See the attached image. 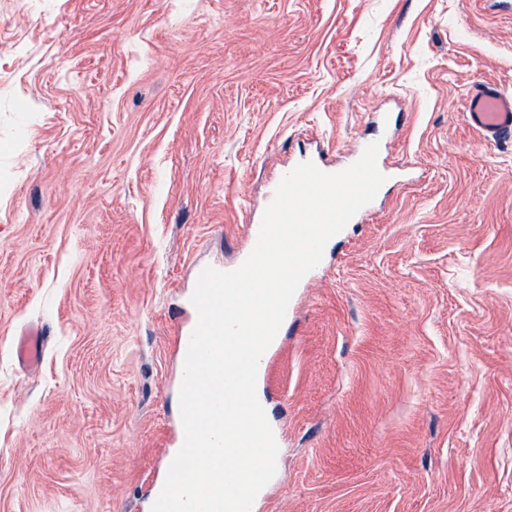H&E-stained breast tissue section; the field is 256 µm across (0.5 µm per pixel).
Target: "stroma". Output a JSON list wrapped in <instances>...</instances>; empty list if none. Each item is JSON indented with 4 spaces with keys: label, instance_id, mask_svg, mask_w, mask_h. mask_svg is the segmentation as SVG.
Returning <instances> with one entry per match:
<instances>
[{
    "label": "stroma",
    "instance_id": "obj_1",
    "mask_svg": "<svg viewBox=\"0 0 512 512\" xmlns=\"http://www.w3.org/2000/svg\"><path fill=\"white\" fill-rule=\"evenodd\" d=\"M512 0H0V512H151L175 332L301 154L392 176L257 385L254 512H512ZM42 326L38 372L13 336ZM465 117L470 125L493 141L511 136L512 94H506L494 86H479L467 99Z\"/></svg>",
    "mask_w": 512,
    "mask_h": 512
}]
</instances>
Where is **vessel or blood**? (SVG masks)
<instances>
[{
  "label": "vessel or blood",
  "mask_w": 512,
  "mask_h": 512,
  "mask_svg": "<svg viewBox=\"0 0 512 512\" xmlns=\"http://www.w3.org/2000/svg\"><path fill=\"white\" fill-rule=\"evenodd\" d=\"M465 117L470 125L481 130L489 139L497 141L512 135V94L498 88L482 85L469 95ZM46 338L40 326H32L13 341L14 356L25 369L37 370L43 359Z\"/></svg>",
  "instance_id": "vessel-or-blood-1"
}]
</instances>
